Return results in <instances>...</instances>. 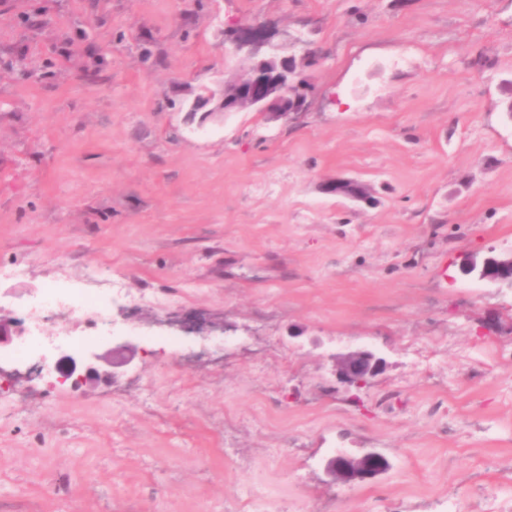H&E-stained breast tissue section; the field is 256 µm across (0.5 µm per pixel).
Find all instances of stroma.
<instances>
[{"label":"stroma","instance_id":"1","mask_svg":"<svg viewBox=\"0 0 512 512\" xmlns=\"http://www.w3.org/2000/svg\"><path fill=\"white\" fill-rule=\"evenodd\" d=\"M252 23L299 116L221 110ZM510 250L512 0H0V316L172 295L114 305V383L0 396V512H512V288L461 271ZM384 368V360L369 349H358L340 357L336 364V374L345 382L362 386ZM387 469L388 461L377 452H368L357 458L338 452L330 457L326 464V471L332 479L343 483L372 479Z\"/></svg>","mask_w":512,"mask_h":512}]
</instances>
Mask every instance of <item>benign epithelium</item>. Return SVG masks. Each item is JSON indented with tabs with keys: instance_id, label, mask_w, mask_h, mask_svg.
<instances>
[{
	"instance_id": "7a95c632",
	"label": "benign epithelium",
	"mask_w": 512,
	"mask_h": 512,
	"mask_svg": "<svg viewBox=\"0 0 512 512\" xmlns=\"http://www.w3.org/2000/svg\"><path fill=\"white\" fill-rule=\"evenodd\" d=\"M228 41L237 50H248L252 63L247 73L224 83L221 102L224 113L256 109L269 113L273 119L297 114L303 110L307 96L300 95V83L293 79V68L288 57H260L258 53L269 43L266 30L260 25L239 26L229 30ZM463 272L492 284L512 287V251L489 256L481 263L467 261ZM89 364L81 371L68 355H61L58 369L64 379H72L74 386H93L112 379L115 358L89 348L86 351ZM384 368V360L369 349H358L340 357L336 374L345 382L362 386ZM388 469V461L377 452H368L354 458L338 452L330 457L326 471L333 480L343 483L362 482L372 479Z\"/></svg>"
}]
</instances>
